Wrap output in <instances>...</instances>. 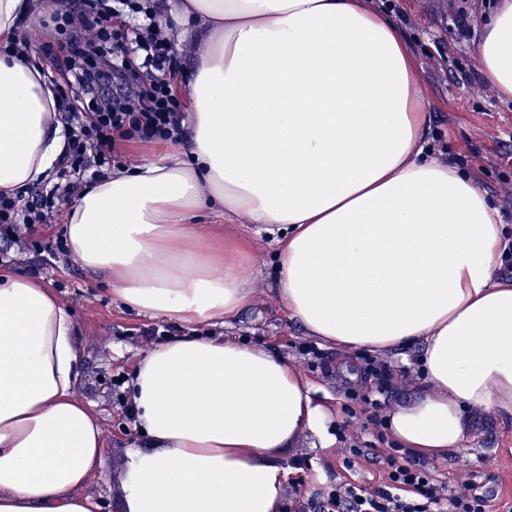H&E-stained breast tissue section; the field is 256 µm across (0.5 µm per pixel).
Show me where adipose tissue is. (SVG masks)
Instances as JSON below:
<instances>
[{"instance_id": "adipose-tissue-1", "label": "adipose tissue", "mask_w": 512, "mask_h": 512, "mask_svg": "<svg viewBox=\"0 0 512 512\" xmlns=\"http://www.w3.org/2000/svg\"><path fill=\"white\" fill-rule=\"evenodd\" d=\"M55 0H0V41ZM192 40L182 91L190 136L77 190L67 248L125 306L185 324L232 321L255 302L253 237L269 234L275 292L326 344L421 343L422 392L389 430L443 458L468 422L512 416V242L462 165L426 146L432 116L391 11L365 0H166ZM40 41L0 52V191L41 182L66 147ZM479 73L512 100V0L475 44ZM216 204L242 235L215 250L189 219ZM76 325L56 296L0 276V512H96L80 490L104 441L73 387ZM147 447L127 453L124 512H282L280 458L305 431L335 441L316 388L269 347L221 336L154 345L128 384Z\"/></svg>"}]
</instances>
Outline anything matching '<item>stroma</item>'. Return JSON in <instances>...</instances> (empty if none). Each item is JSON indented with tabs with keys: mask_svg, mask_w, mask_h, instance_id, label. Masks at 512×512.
Returning a JSON list of instances; mask_svg holds the SVG:
<instances>
[{
	"mask_svg": "<svg viewBox=\"0 0 512 512\" xmlns=\"http://www.w3.org/2000/svg\"><path fill=\"white\" fill-rule=\"evenodd\" d=\"M399 20L406 27L417 74L425 90V107L434 116L437 143L447 146L451 157L469 164L484 189L492 192L501 210L512 217V103L500 100L482 84L474 56L483 17L494 0H400ZM466 15L470 27L461 34L457 19ZM454 52L456 70L441 62ZM63 215L34 232L18 230L0 238V274H25L49 288L68 307L78 326L81 376L76 394L93 405L105 436L104 468L93 474L82 492L98 504V512H123L120 478L128 449L141 446L143 437L127 411L126 384L134 363L158 337L186 334L233 335L251 343H267L288 359L305 378L322 388L338 410L336 421L347 437L372 447H383L369 424L370 405L364 397L381 396L385 409L407 403L420 390L415 373L406 366L391 367L385 378L368 371L370 351L345 353L318 343L289 321L270 292L274 259L268 240L254 242L252 257L262 274L256 282L257 306L242 314L234 329L222 324L184 327L157 317L141 315L122 305L105 282L86 272L68 253L38 251L37 243L55 244L63 232ZM357 381H350L349 373ZM359 400L349 399V391ZM341 444L321 447L305 432L298 436L282 462L292 476L285 489L286 504L302 502L314 491L345 481L374 486L375 466L355 462L345 467ZM437 476L459 490L471 474L489 479L493 499L488 512H506L512 506V417L489 412L474 417L468 442L462 450L434 460Z\"/></svg>",
	"mask_w": 512,
	"mask_h": 512,
	"instance_id": "1",
	"label": "stroma"
}]
</instances>
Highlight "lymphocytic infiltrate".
<instances>
[{"mask_svg":"<svg viewBox=\"0 0 512 512\" xmlns=\"http://www.w3.org/2000/svg\"><path fill=\"white\" fill-rule=\"evenodd\" d=\"M43 50L57 60L50 81L68 124L64 174L102 177L130 134L146 143L179 139L182 104L164 72H175L172 43L157 13L139 0H63V10L44 22ZM73 185L43 192L30 187L28 201L0 192V227L43 224ZM383 464L372 488L344 483L299 504L294 512H486L490 491L470 479L455 492L426 459L409 450L385 452L350 444L345 464Z\"/></svg>","mask_w":512,"mask_h":512,"instance_id":"lymphocytic-infiltrate-1","label":"lymphocytic infiltrate"}]
</instances>
